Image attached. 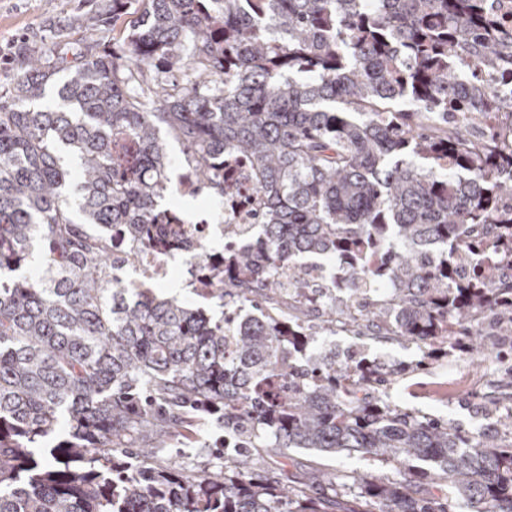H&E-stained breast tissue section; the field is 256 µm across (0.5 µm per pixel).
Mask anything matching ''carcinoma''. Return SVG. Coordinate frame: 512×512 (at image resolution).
Listing matches in <instances>:
<instances>
[{"mask_svg":"<svg viewBox=\"0 0 512 512\" xmlns=\"http://www.w3.org/2000/svg\"><path fill=\"white\" fill-rule=\"evenodd\" d=\"M105 0L78 18L93 45L19 52L0 90V512H336L346 489L319 469L273 482L271 448L361 453L399 478L361 475L342 512H512V444L392 406L401 370L336 362L280 301L318 292L304 256L336 277L375 336L429 348L485 326L512 335V135L478 139L458 116L502 110L485 75L512 74V31L491 0ZM122 45L98 42L127 15ZM476 71L463 77L459 61ZM55 84L57 106L35 109ZM224 195L214 157L250 161L261 233L224 266L195 248L224 307L214 320L112 280V228L167 245L159 216L169 140ZM375 249L379 262L361 264ZM484 253L466 271L460 254ZM387 287L381 301L370 292ZM336 335V301L321 307ZM232 333L231 352L224 337ZM219 416L237 438L217 472L154 463L156 449Z\"/></svg>","mask_w":512,"mask_h":512,"instance_id":"cac0c4a2","label":"carcinoma"}]
</instances>
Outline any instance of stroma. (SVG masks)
<instances>
[{
    "instance_id": "obj_1",
    "label": "stroma",
    "mask_w": 512,
    "mask_h": 512,
    "mask_svg": "<svg viewBox=\"0 0 512 512\" xmlns=\"http://www.w3.org/2000/svg\"><path fill=\"white\" fill-rule=\"evenodd\" d=\"M97 0H0V87L13 84L20 75L17 51L22 44L51 48L52 35L64 29L74 42H82L84 34L74 22L77 15L94 10ZM320 350L335 349L337 358L368 357L405 365L406 372L383 394L402 408L452 421L468 434H482L496 425L497 415L512 406L505 395L500 375L512 365V357L489 346L482 363L472 362L457 345L448 340V355L430 365L423 364L424 347L401 339L384 341L370 334L355 335L337 330L335 335L321 336ZM224 438V422L203 418L195 438L170 441L159 459L167 465L212 471L218 461L216 447ZM321 466L338 482H350L352 476L371 474L392 477L390 468L372 457L322 456L312 449L293 448L287 455H274L259 466L261 474L282 477L302 476L314 466Z\"/></svg>"
}]
</instances>
